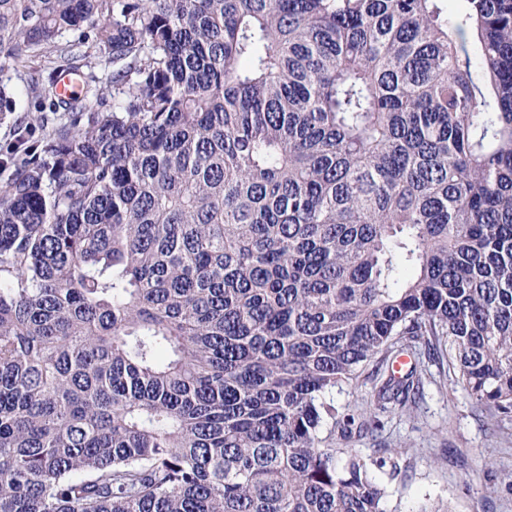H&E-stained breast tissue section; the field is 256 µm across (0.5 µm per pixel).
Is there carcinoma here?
<instances>
[{"label": "carcinoma", "instance_id": "obj_1", "mask_svg": "<svg viewBox=\"0 0 512 512\" xmlns=\"http://www.w3.org/2000/svg\"><path fill=\"white\" fill-rule=\"evenodd\" d=\"M460 2L0 0V62L112 66L0 158V512H387L320 431L420 344L512 417V0ZM371 368L372 364L366 367L364 374L358 382L344 386L341 392L336 390L333 393V397L338 405H347L355 412H360V410L366 409L369 406L370 401L373 400L374 384L370 379L366 378V374Z\"/></svg>", "mask_w": 512, "mask_h": 512}]
</instances>
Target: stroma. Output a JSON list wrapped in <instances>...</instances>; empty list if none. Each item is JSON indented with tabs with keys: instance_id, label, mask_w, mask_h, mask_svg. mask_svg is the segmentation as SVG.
Segmentation results:
<instances>
[{
	"instance_id": "obj_1",
	"label": "stroma",
	"mask_w": 512,
	"mask_h": 512,
	"mask_svg": "<svg viewBox=\"0 0 512 512\" xmlns=\"http://www.w3.org/2000/svg\"><path fill=\"white\" fill-rule=\"evenodd\" d=\"M422 367L421 399L385 414L377 437L346 441L335 433L328 443L385 459L370 475L389 491L388 512L432 504L448 512H512V419L477 407L438 363Z\"/></svg>"
}]
</instances>
